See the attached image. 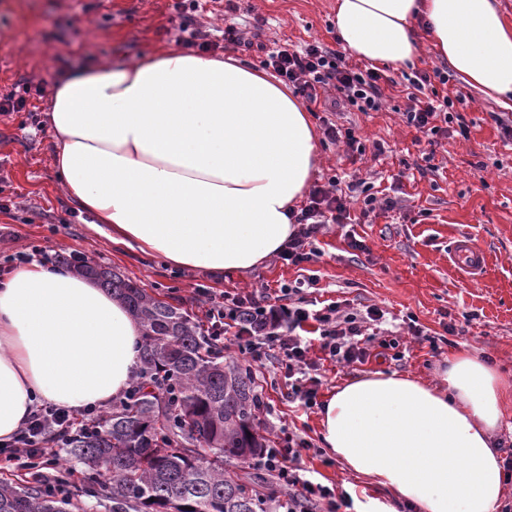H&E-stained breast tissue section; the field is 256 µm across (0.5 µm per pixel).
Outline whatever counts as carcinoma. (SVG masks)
<instances>
[{
	"label": "carcinoma",
	"instance_id": "1",
	"mask_svg": "<svg viewBox=\"0 0 512 512\" xmlns=\"http://www.w3.org/2000/svg\"><path fill=\"white\" fill-rule=\"evenodd\" d=\"M132 313L144 341L137 392L92 429L65 440L80 477L40 483L0 478V512H281L287 493L243 462L269 447L255 425L260 396L250 368L215 347L181 304L123 274L73 257Z\"/></svg>",
	"mask_w": 512,
	"mask_h": 512
}]
</instances>
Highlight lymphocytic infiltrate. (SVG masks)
<instances>
[{
    "mask_svg": "<svg viewBox=\"0 0 512 512\" xmlns=\"http://www.w3.org/2000/svg\"><path fill=\"white\" fill-rule=\"evenodd\" d=\"M264 64L288 81L308 104L329 103L365 114L382 110L385 87L392 82L380 70L350 67L343 53L318 42L269 50ZM435 79L447 87L449 76L444 72L434 79L419 70L407 75L412 102L404 114L407 124L431 142L451 124L457 125L459 135H467L468 124L456 108L462 92L447 87L445 95H426V87ZM359 187V182L344 183L336 176L330 177L327 185L314 186L295 216L299 229L283 249L282 259L297 266L316 256L318 235L325 225L349 220V204ZM316 284L313 277L297 280L283 289L280 303L263 293L227 294L212 300L205 311L214 343L230 341L246 354L250 366L262 367L270 355H277L292 379L289 399L306 409L314 408L321 383L316 375L318 365L309 356L312 349H320L336 365L348 367L366 363L372 348L371 339L362 335L357 313L342 310L337 302L317 310L309 308L307 295ZM293 295L298 301L291 306L286 299ZM91 421L88 409L38 408L9 441L0 443V461L31 469L36 460H58L59 452L46 443V436L62 438ZM311 448L308 440L292 438L287 447L263 449L253 463L273 473L287 490L288 512H339L335 489L304 473L302 457Z\"/></svg>",
    "mask_w": 512,
    "mask_h": 512,
    "instance_id": "1",
    "label": "lymphocytic infiltrate"
}]
</instances>
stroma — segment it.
I'll return each instance as SVG.
<instances>
[{
	"label": "stroma",
	"mask_w": 512,
	"mask_h": 512,
	"mask_svg": "<svg viewBox=\"0 0 512 512\" xmlns=\"http://www.w3.org/2000/svg\"><path fill=\"white\" fill-rule=\"evenodd\" d=\"M177 0H0V97L27 98L23 112H0V267L21 254L29 261L53 263L55 256H81L120 271L150 291L181 300L197 320H204L208 296L265 292L275 296L281 285L314 275L318 301H336L357 310L384 312L383 323L369 325L377 339L400 334L402 360L373 358L340 368L320 369L319 398L344 382L384 370L408 374L428 384L440 383L439 370L448 354L474 350L494 360L512 376V143L504 142L492 119L500 107L477 90L465 88L460 111L468 136H441L432 172L412 173L423 147L403 117L406 93L387 89L383 111L338 115L355 123L366 148L383 142V155L369 153L352 169L341 144L319 142L314 183L355 172L372 186L377 198L397 203L352 224H331L319 235V254L295 266L280 256L243 274L176 267L158 255L109 243L91 227L59 185L53 170L54 145L48 125L51 90L57 76L83 64L126 63L178 47ZM336 0H199L192 14L196 28L212 34L225 18L243 24L249 50L222 49L225 57L261 65L272 44L300 46L319 41L337 48ZM469 237L486 254L478 280L460 274L448 260L451 244ZM364 250L352 249L351 239ZM456 331L438 350L415 340L413 328L435 336L443 321ZM253 375L272 406L265 430L275 447L289 436L319 443V412L304 411L288 399V381L268 362ZM306 467L317 481L344 491L363 480L329 454L309 455Z\"/></svg>",
	"instance_id": "obj_1"
}]
</instances>
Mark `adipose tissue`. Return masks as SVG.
I'll use <instances>...</instances> for the list:
<instances>
[{
	"label": "adipose tissue",
	"mask_w": 512,
	"mask_h": 512,
	"mask_svg": "<svg viewBox=\"0 0 512 512\" xmlns=\"http://www.w3.org/2000/svg\"><path fill=\"white\" fill-rule=\"evenodd\" d=\"M336 33L357 59L394 67L427 38L457 79L512 109V21L496 0H336ZM51 97L55 171L109 241L243 273L296 233L317 137L276 76L167 49L79 66ZM141 352L139 324L93 279L38 263L0 276V440L39 404L104 407ZM442 379L375 372L336 387L320 411L322 443L419 512H497L512 495L494 442L512 383L468 351Z\"/></svg>",
	"instance_id": "1"
}]
</instances>
